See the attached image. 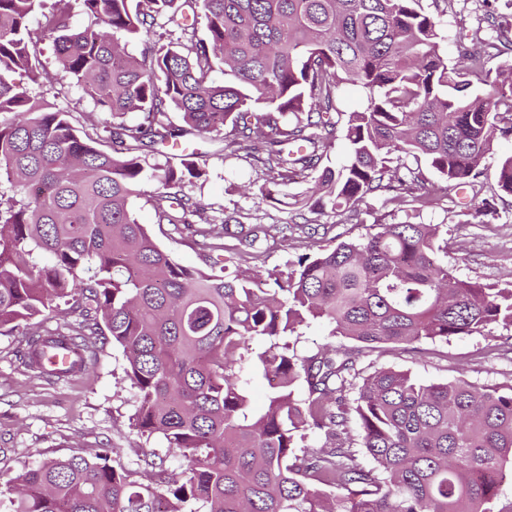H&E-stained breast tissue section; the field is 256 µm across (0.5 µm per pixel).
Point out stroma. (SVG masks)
<instances>
[{
  "label": "stroma",
  "mask_w": 512,
  "mask_h": 512,
  "mask_svg": "<svg viewBox=\"0 0 512 512\" xmlns=\"http://www.w3.org/2000/svg\"><path fill=\"white\" fill-rule=\"evenodd\" d=\"M488 10L500 15L512 12V7L506 0H492L488 6L483 0H453L443 17L448 60L458 56L460 33L475 27ZM38 47L53 80L46 99L66 106L80 92L58 63L52 38H42ZM186 147L206 155V176L183 187L204 208L198 233L160 222L150 201L158 189L155 181H144L140 196L131 202L138 222L182 266L210 270L202 246L201 233L206 230L223 243L217 257L228 271L249 272L269 288L275 270L319 247L367 234L374 225L437 224L448 238L447 261L462 279L501 288L512 285V195L498 186V159L512 154V140L499 142L475 190L462 194L439 191L424 203L379 195L369 198L356 221L342 213L317 214L293 205L294 197L311 190L313 177L274 184L271 174L247 149H225L222 139L212 135L190 138ZM486 202L494 205L495 214L487 223H468L467 212ZM225 218L246 229L255 224H285L288 238L271 247L243 250L235 238L224 234L221 221ZM23 348L20 332L0 335V478L51 458L91 455L103 446L112 448L114 461L130 470L142 468L145 454L153 452L165 459L169 469L181 471L183 461L175 450L167 448L160 437L141 435L134 426L137 401L125 378L126 360L119 346L106 345L79 376L53 382L24 366ZM359 366L366 371L373 367L406 370L426 383L462 376L479 384L505 386L512 384V346L505 344L502 328L496 327L484 336H458L416 349L375 350L364 354Z\"/></svg>",
  "instance_id": "obj_1"
}]
</instances>
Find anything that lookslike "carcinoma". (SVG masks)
Here are the masks:
<instances>
[{
  "mask_svg": "<svg viewBox=\"0 0 512 512\" xmlns=\"http://www.w3.org/2000/svg\"><path fill=\"white\" fill-rule=\"evenodd\" d=\"M74 1L93 25L72 28ZM41 2L0 0V334L22 330L25 366L48 380L61 379L46 360L61 340L88 358L95 336L120 346L135 427L186 468L179 483L162 459L134 478L110 448L51 459L0 485L12 512H512L496 509L512 468V385L358 368L365 350L512 329V287L439 261L440 225L379 224L300 256L265 289L247 272L179 265L131 207L147 178L160 219L192 226L203 207L183 186L206 175L201 155L148 174L141 154L228 126L281 180L317 171L314 205L352 218L377 193L426 199L423 161L473 188L494 144L512 138V61L494 63L512 50V17L484 18L451 62L440 4L453 0H432L434 13L422 0H54L42 33L81 91L62 109L14 79L40 66L29 19ZM136 39L149 42L139 58L127 50ZM346 83L367 106L344 122ZM85 100L112 121L81 134L71 114ZM339 131L347 160L322 168ZM499 186L512 194V156ZM275 230L236 238L254 248ZM60 301L82 321L46 326ZM315 320L354 345L298 356L292 340ZM247 368L269 384L260 411ZM352 418L360 448L299 445L340 436Z\"/></svg>",
  "mask_w": 512,
  "mask_h": 512,
  "instance_id": "1",
  "label": "carcinoma"
}]
</instances>
